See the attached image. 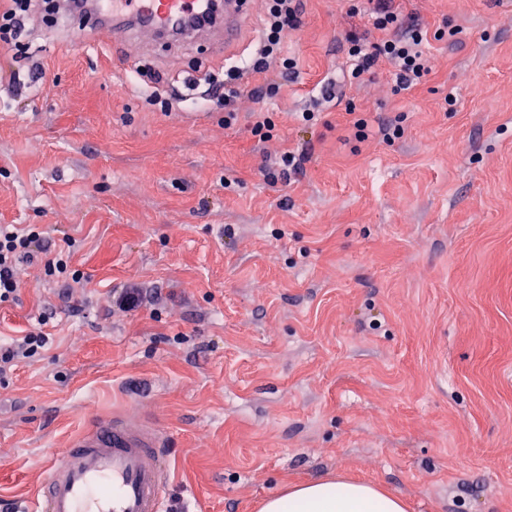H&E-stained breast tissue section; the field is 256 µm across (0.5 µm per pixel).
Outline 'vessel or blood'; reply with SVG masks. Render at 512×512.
<instances>
[{
	"label": "vessel or blood",
	"instance_id": "obj_1",
	"mask_svg": "<svg viewBox=\"0 0 512 512\" xmlns=\"http://www.w3.org/2000/svg\"><path fill=\"white\" fill-rule=\"evenodd\" d=\"M241 0H224V39L234 41L243 16ZM106 17L102 33L124 38L117 21L137 19L140 37L188 34L204 18L208 0H96ZM167 435L134 415L94 421L52 463L26 512H167Z\"/></svg>",
	"mask_w": 512,
	"mask_h": 512
}]
</instances>
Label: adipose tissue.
Listing matches in <instances>:
<instances>
[{
	"label": "adipose tissue",
	"instance_id": "obj_1",
	"mask_svg": "<svg viewBox=\"0 0 512 512\" xmlns=\"http://www.w3.org/2000/svg\"><path fill=\"white\" fill-rule=\"evenodd\" d=\"M261 512H407V504L375 485L338 476L289 484Z\"/></svg>",
	"mask_w": 512,
	"mask_h": 512
}]
</instances>
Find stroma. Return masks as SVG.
I'll list each match as a JSON object with an SVG mask.
<instances>
[{"mask_svg":"<svg viewBox=\"0 0 512 512\" xmlns=\"http://www.w3.org/2000/svg\"><path fill=\"white\" fill-rule=\"evenodd\" d=\"M349 5L301 0L297 71L255 75L229 124L193 84L255 55L264 0L231 48L143 40L127 62L88 18L38 11L0 57L20 75L0 83V224L75 239L82 277L29 269L0 307V341L52 337L0 375V500L30 502L40 461L140 407L168 435L181 512H259L336 475L409 512H512V0H401L460 32L399 93L386 65L344 83L345 36L368 27ZM140 65L180 88L173 111ZM366 114L400 137L354 140ZM288 148L301 170L268 179ZM136 279L152 306L112 313Z\"/></svg>","mask_w":512,"mask_h":512,"instance_id":"stroma-1","label":"stroma"}]
</instances>
